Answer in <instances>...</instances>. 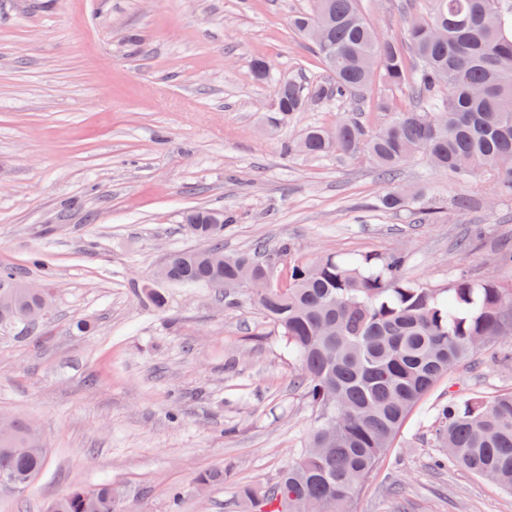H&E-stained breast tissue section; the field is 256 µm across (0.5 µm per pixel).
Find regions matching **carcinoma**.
Returning a JSON list of instances; mask_svg holds the SVG:
<instances>
[{
    "label": "carcinoma",
    "mask_w": 512,
    "mask_h": 512,
    "mask_svg": "<svg viewBox=\"0 0 512 512\" xmlns=\"http://www.w3.org/2000/svg\"><path fill=\"white\" fill-rule=\"evenodd\" d=\"M292 27L313 45L332 81L309 89L290 80L277 92L268 122L277 126L302 112L309 98L333 103L369 86L374 72L411 91L414 106L390 113L366 134L342 118L330 129L311 126L285 150L309 157L332 151L365 152L384 182L422 153L433 168L461 180L493 178L497 193L512 195V0H429L425 16L406 28L411 56L382 39L358 0H313ZM253 78L273 79L272 64L257 59ZM422 188L408 198L394 187L380 198L400 210L430 197ZM214 210L184 218L185 229L204 247L174 254L163 269L173 284L206 286L236 304L248 272L273 275L260 259L266 245L224 252V226L211 227ZM403 254H324L308 262L290 258L288 282L253 297L276 327L299 365V383L317 413L304 451L277 480L247 493L250 512H349L348 505L376 462L422 398L481 347L512 337V282L458 274L445 288L409 279ZM37 307L24 297L0 304V324L19 321L20 310ZM430 438L446 458L512 492V391L493 397L453 398L437 405ZM29 427L15 422L0 439V476L11 492L27 487L42 471L46 448L29 442ZM112 485L75 490L49 512H111Z\"/></svg>",
    "instance_id": "carcinoma-1"
}]
</instances>
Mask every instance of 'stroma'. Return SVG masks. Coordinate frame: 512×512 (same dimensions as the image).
I'll return each instance as SVG.
<instances>
[{"instance_id": "obj_1", "label": "stroma", "mask_w": 512, "mask_h": 512, "mask_svg": "<svg viewBox=\"0 0 512 512\" xmlns=\"http://www.w3.org/2000/svg\"><path fill=\"white\" fill-rule=\"evenodd\" d=\"M428 0H360L381 37L404 42ZM311 0H0V270L46 288L35 334L0 328V416L31 425L46 464L0 512H48L78 488L111 483L116 512H245L243 492L274 482L312 427L297 366L248 295L228 309L200 286L154 279L170 254L199 248L187 211H233L224 248L293 256L391 252L408 278L447 286L467 270L512 279V196L490 178L458 181L418 155L398 169L410 192L439 187L430 219L385 210L365 153L309 157L284 142L316 124L378 108L409 91L376 82L353 102L311 104L270 127L271 85L329 81L290 26ZM389 110V111H390ZM482 227L474 249L456 240ZM165 297L156 307L145 296ZM512 338L478 351L420 402L375 465L351 512H512V494L462 465L436 468L421 420L458 396L512 390ZM177 420H170V412ZM220 471L223 481L199 484Z\"/></svg>"}]
</instances>
